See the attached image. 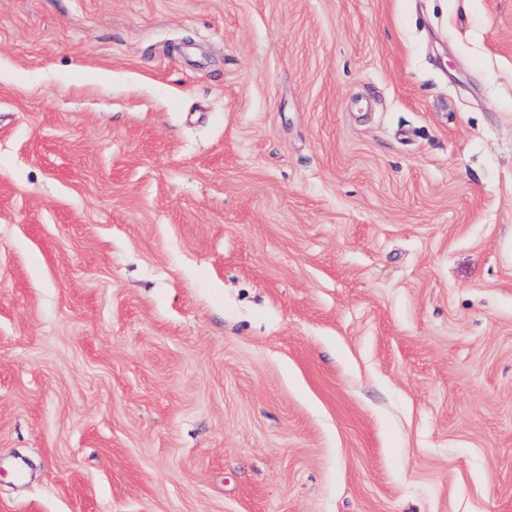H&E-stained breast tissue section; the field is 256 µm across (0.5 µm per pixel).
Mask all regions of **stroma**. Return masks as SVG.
<instances>
[{
  "label": "stroma",
  "mask_w": 512,
  "mask_h": 512,
  "mask_svg": "<svg viewBox=\"0 0 512 512\" xmlns=\"http://www.w3.org/2000/svg\"><path fill=\"white\" fill-rule=\"evenodd\" d=\"M0 512H512V0H0Z\"/></svg>",
  "instance_id": "1"
}]
</instances>
